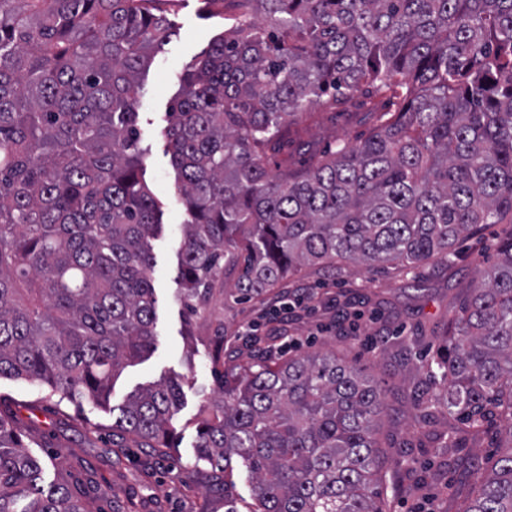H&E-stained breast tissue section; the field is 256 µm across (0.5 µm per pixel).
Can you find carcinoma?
Instances as JSON below:
<instances>
[{
	"label": "carcinoma",
	"mask_w": 512,
	"mask_h": 512,
	"mask_svg": "<svg viewBox=\"0 0 512 512\" xmlns=\"http://www.w3.org/2000/svg\"><path fill=\"white\" fill-rule=\"evenodd\" d=\"M227 29L188 68L168 111L186 220L182 295L195 311L221 281L242 301L339 263H454L458 242L509 224L496 264L475 267L461 309L420 362L416 417L443 420L434 453L499 421V458L460 512H512V0H210ZM163 0H0V380L58 402L80 396L112 427L166 448L175 380L115 410L112 382L154 344L150 239L161 224L142 179L140 75L172 32ZM380 113L369 135L301 172L263 158L311 110ZM284 336L220 324L224 368L198 459L251 474L247 512H384L377 453L385 389L327 352L285 356ZM252 351L244 363L224 343ZM0 413V512H88ZM19 497L29 506L17 510Z\"/></svg>",
	"instance_id": "1"
}]
</instances>
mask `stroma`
<instances>
[{"label": "stroma", "instance_id": "stroma-1", "mask_svg": "<svg viewBox=\"0 0 512 512\" xmlns=\"http://www.w3.org/2000/svg\"><path fill=\"white\" fill-rule=\"evenodd\" d=\"M169 10L175 34L142 76L138 102L142 176L161 211V229L151 241L156 341L148 354L119 372L110 401L118 407L139 388L177 379L182 399L171 421V448L158 454L134 447L127 434L113 428L111 414L92 408L87 400L58 404L34 385L0 383V405L13 413L17 434L44 463L42 485L68 484L81 491L94 512H224V492L218 486L222 472L196 456L198 416L220 395L204 350L216 323L242 324L258 315L254 303L237 300L227 290L215 291L197 314L179 297L185 211L167 151V112L187 66L222 34L224 18L210 0H172ZM372 124L370 113L363 111L299 116L287 146L270 155L268 167H300L311 152L339 140L363 139ZM503 230V225L492 224L462 239L457 248L464 263H428L414 269V277L427 289L422 297L391 268L350 265L340 275L325 270L304 276L295 285L313 292L314 298L308 310L290 317L288 333L297 340L298 351L344 349L365 363L375 355L379 338L390 354L400 342L416 338L415 352L428 355L434 347L433 322L459 309L473 277L472 262H495V241ZM377 371L391 387L387 404L394 417L382 436L383 453L391 464L388 479L394 484L388 493L391 512H411L428 495L433 512H456L470 493L472 467L493 466L499 453L495 436L485 434L449 458L434 457L431 427L413 419L412 395L421 374L406 373L389 362Z\"/></svg>", "mask_w": 512, "mask_h": 512}]
</instances>
